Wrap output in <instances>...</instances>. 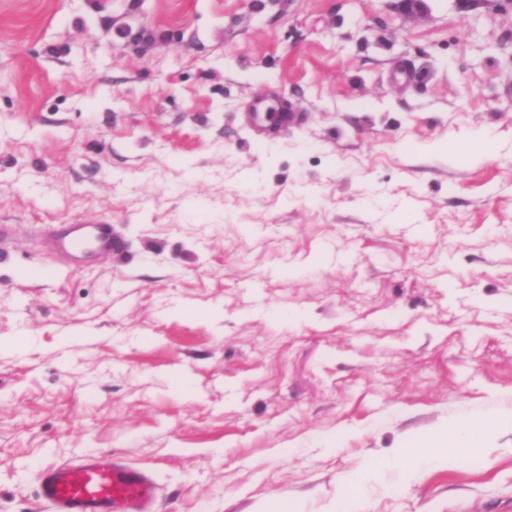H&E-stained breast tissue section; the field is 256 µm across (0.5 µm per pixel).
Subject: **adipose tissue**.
Here are the masks:
<instances>
[{"instance_id":"ef3b65f1","label":"adipose tissue","mask_w":512,"mask_h":512,"mask_svg":"<svg viewBox=\"0 0 512 512\" xmlns=\"http://www.w3.org/2000/svg\"><path fill=\"white\" fill-rule=\"evenodd\" d=\"M508 424L512 425V413L495 422L478 415L452 420L430 435L408 438L397 459L406 468L423 462L455 467L484 452L496 426Z\"/></svg>"}]
</instances>
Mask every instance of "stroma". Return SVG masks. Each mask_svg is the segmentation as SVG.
Instances as JSON below:
<instances>
[{"label": "stroma", "mask_w": 512, "mask_h": 512, "mask_svg": "<svg viewBox=\"0 0 512 512\" xmlns=\"http://www.w3.org/2000/svg\"><path fill=\"white\" fill-rule=\"evenodd\" d=\"M0 224V512L92 453L153 512H512L510 427L395 460L512 411V0H0ZM270 108H274V111L279 113L274 116L279 119L278 127L287 126L297 119V112H294L288 100L282 101L276 105L257 103L253 108L254 120L257 124L261 126L270 125L266 120V112H269ZM53 250L73 253L112 254L121 248L108 224H69L51 241ZM510 424L512 413L491 421L484 416H471L448 421L428 436H411L401 446L397 459L405 468L422 462L455 467L474 453L488 450L487 444L495 428Z\"/></svg>", "instance_id": "obj_1"}]
</instances>
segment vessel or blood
I'll return each instance as SVG.
<instances>
[{
	"label": "vessel or blood",
	"mask_w": 512,
	"mask_h": 512,
	"mask_svg": "<svg viewBox=\"0 0 512 512\" xmlns=\"http://www.w3.org/2000/svg\"><path fill=\"white\" fill-rule=\"evenodd\" d=\"M278 114L280 126L297 118L288 102L276 105L256 104L254 120L266 125L267 112ZM53 249L73 253L110 254L120 249L108 224H71L51 241ZM40 495L51 512H149L154 498V484L141 470L114 462L104 454L74 464L44 469Z\"/></svg>",
	"instance_id": "obj_1"
}]
</instances>
